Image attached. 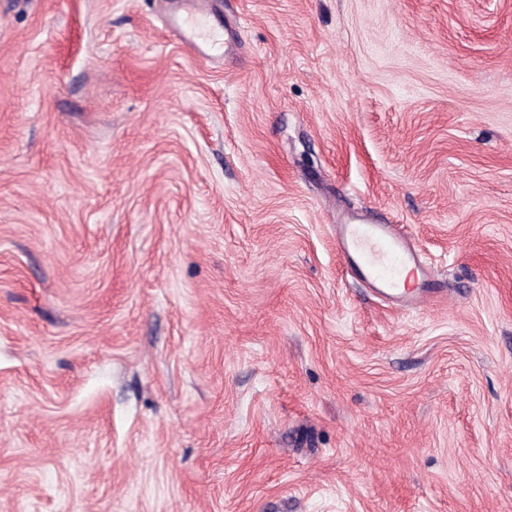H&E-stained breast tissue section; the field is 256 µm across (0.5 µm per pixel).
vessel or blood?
I'll list each match as a JSON object with an SVG mask.
<instances>
[{
    "instance_id": "obj_1",
    "label": "vessel or blood",
    "mask_w": 512,
    "mask_h": 512,
    "mask_svg": "<svg viewBox=\"0 0 512 512\" xmlns=\"http://www.w3.org/2000/svg\"><path fill=\"white\" fill-rule=\"evenodd\" d=\"M340 250L354 259L362 280L377 294L400 307L425 302L430 293V273L422 268L409 238L395 224H340L336 227ZM417 271L420 286L402 289L403 269Z\"/></svg>"
}]
</instances>
